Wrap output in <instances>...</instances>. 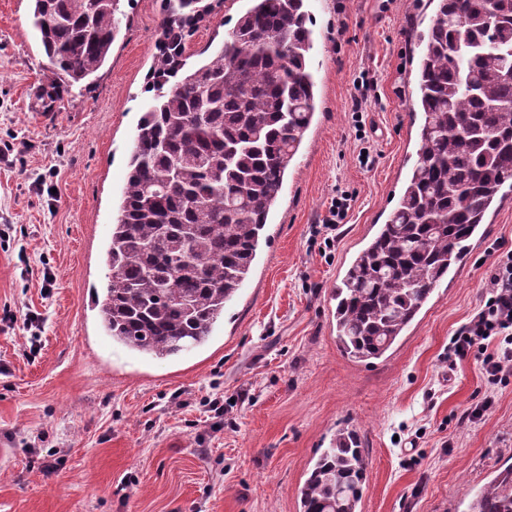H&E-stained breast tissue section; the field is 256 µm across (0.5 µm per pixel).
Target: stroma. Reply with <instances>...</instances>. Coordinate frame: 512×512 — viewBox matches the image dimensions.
Returning a JSON list of instances; mask_svg holds the SVG:
<instances>
[{
	"instance_id": "1",
	"label": "stroma",
	"mask_w": 512,
	"mask_h": 512,
	"mask_svg": "<svg viewBox=\"0 0 512 512\" xmlns=\"http://www.w3.org/2000/svg\"><path fill=\"white\" fill-rule=\"evenodd\" d=\"M249 6L218 0L187 39L220 43ZM317 105L268 238L208 343L159 360L105 336L106 281L126 163L152 95L160 0H134L105 65L55 107L31 0H0V512H299L318 449L341 428L368 455L362 512H456L512 464V381L474 423L485 383L448 343L480 308L494 240L512 247V192L481 242L380 359L336 344L333 284L386 223L413 166L419 38L433 0H309ZM375 88L352 111L362 77ZM26 150H18L19 142ZM351 205L333 233L332 198ZM52 285H45L44 272ZM43 317L40 331L25 317ZM224 399L216 417L213 399Z\"/></svg>"
}]
</instances>
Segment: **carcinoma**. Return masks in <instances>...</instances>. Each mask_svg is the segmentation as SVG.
Returning a JSON list of instances; mask_svg holds the SVG:
<instances>
[{
	"label": "carcinoma",
	"mask_w": 512,
	"mask_h": 512,
	"mask_svg": "<svg viewBox=\"0 0 512 512\" xmlns=\"http://www.w3.org/2000/svg\"><path fill=\"white\" fill-rule=\"evenodd\" d=\"M161 47L106 251L105 334L157 359L205 345L249 276L269 213L316 111L307 0H250L188 66L204 0H161ZM54 103L90 84L121 0H32ZM416 65L417 160L385 224L331 290L341 351L383 357L512 190V0H437ZM367 464L344 428L299 488L300 512H361ZM466 512H512V465Z\"/></svg>",
	"instance_id": "carcinoma-1"
}]
</instances>
